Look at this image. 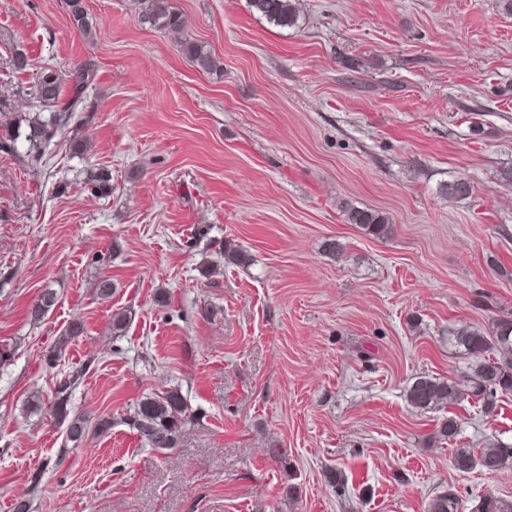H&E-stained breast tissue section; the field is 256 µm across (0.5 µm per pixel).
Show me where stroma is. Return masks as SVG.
<instances>
[{
	"label": "stroma",
	"mask_w": 512,
	"mask_h": 512,
	"mask_svg": "<svg viewBox=\"0 0 512 512\" xmlns=\"http://www.w3.org/2000/svg\"><path fill=\"white\" fill-rule=\"evenodd\" d=\"M296 3L287 28L248 0H172L182 37L221 62L204 72L140 0H84L91 38L66 0H0V344L16 347L0 363V512H426L449 488L462 512L512 502V467L454 466L456 445L512 443V395L490 413L406 400L415 377L464 372L449 328L512 315V15L499 0ZM20 51L33 66L18 72ZM88 61L77 129L36 165L4 151L38 109L37 68ZM459 178L470 196L444 197ZM345 201L389 236L348 223ZM228 243L244 264L225 263ZM46 286L58 301L35 325ZM75 371L73 412L112 428L62 458L46 401ZM170 387L184 437L142 447L124 419ZM450 417L453 443L437 435ZM342 208L350 224L358 225L372 236L385 237L391 231L388 220L379 212L360 208L348 202H344Z\"/></svg>",
	"instance_id": "1"
}]
</instances>
